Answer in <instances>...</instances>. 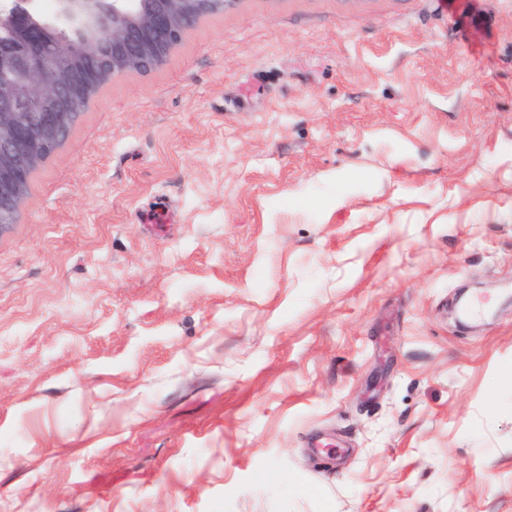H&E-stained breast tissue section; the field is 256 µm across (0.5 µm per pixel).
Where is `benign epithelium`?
Segmentation results:
<instances>
[{"label":"benign epithelium","instance_id":"1","mask_svg":"<svg viewBox=\"0 0 512 512\" xmlns=\"http://www.w3.org/2000/svg\"><path fill=\"white\" fill-rule=\"evenodd\" d=\"M0 0V233L28 175L107 80L161 66L182 34L235 0Z\"/></svg>","mask_w":512,"mask_h":512}]
</instances>
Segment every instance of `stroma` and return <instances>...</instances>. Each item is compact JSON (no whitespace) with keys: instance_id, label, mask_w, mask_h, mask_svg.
<instances>
[{"instance_id":"35a3bbf8","label":"stroma","mask_w":512,"mask_h":512,"mask_svg":"<svg viewBox=\"0 0 512 512\" xmlns=\"http://www.w3.org/2000/svg\"><path fill=\"white\" fill-rule=\"evenodd\" d=\"M512 512V0H236L0 234V512Z\"/></svg>"}]
</instances>
